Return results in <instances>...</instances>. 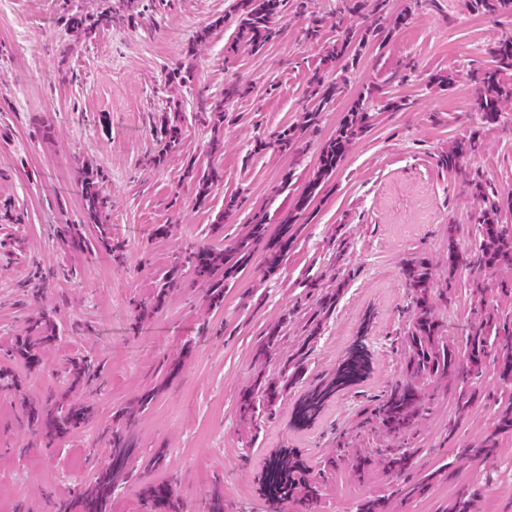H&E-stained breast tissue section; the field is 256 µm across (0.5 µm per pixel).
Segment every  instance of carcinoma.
I'll return each mask as SVG.
<instances>
[{"label": "carcinoma", "instance_id": "carcinoma-1", "mask_svg": "<svg viewBox=\"0 0 512 512\" xmlns=\"http://www.w3.org/2000/svg\"><path fill=\"white\" fill-rule=\"evenodd\" d=\"M475 8L491 15L512 10V0H473ZM281 0H245L238 5V36L246 46L258 50L276 36L275 19L280 11ZM69 25L87 31L96 25L112 23V8L100 13L91 24L83 18L71 16ZM498 65L476 77L478 85L475 104L486 118L493 119L501 111L504 101L512 97V37L499 43L496 49ZM311 88L313 106L307 112L302 127L308 130L317 125L318 118L325 106L333 99L337 86H325L321 78L312 76L308 80ZM373 115L358 107L344 122L336 138L324 149L320 165L310 180L316 187L328 179L336 170L348 146L371 125ZM162 149L165 151L177 147L181 138L179 126L164 122L160 127ZM475 152V143L470 139L455 142L443 158L448 169L462 171L465 158ZM471 190L480 202L479 224L481 240L478 250L470 262L490 276L504 269L512 270V229L499 223L500 202L489 197L483 183L473 177ZM84 209L89 220L99 225L101 246L112 249L110 228L105 224L108 216V196L103 191V177L81 167L79 180ZM293 224H284L281 236L267 243L265 263L268 267L277 266L284 257V241L288 240V231ZM266 225L249 224L234 246L225 250L197 249L187 250L176 257L173 274L163 284L156 295V301L165 298L172 288L179 287L181 275L190 272L194 278L208 285L210 303L217 304L224 296V280L231 277L237 269L245 265L253 252L254 245L266 237ZM403 274L414 294L416 318L411 334L406 337L408 356L406 373L410 379H431L434 377L453 378L465 384L468 380L480 376L490 355L489 339L498 345L496 356L497 373L504 382H512V326L500 324L491 317H483L473 327L471 335L466 337L464 350L448 344L442 335L441 325L436 316L437 303L430 292L431 267L420 258L405 266ZM339 291L320 295L309 318L308 337L316 335L323 317L330 312L338 299ZM55 330L50 316H42L34 321L30 335L21 338L10 347L12 356L25 362L29 371L34 372L41 365V350L50 345ZM369 366V354L365 342L360 341L349 351L346 362L337 370L336 376L328 383L308 392L296 408V420L303 424L315 416L325 400L336 389L351 385L366 374ZM304 355H296L288 362V368L279 381L259 383L246 389L240 396L239 411L245 418L253 416L257 401L267 407H273L285 390L302 375ZM99 371V362L84 357L69 363L67 371L70 386L80 387L95 377ZM422 410L420 393L417 387L409 383L394 385L386 397L370 415L390 433L407 434L417 424ZM33 422L48 437L59 436L75 429L89 415L87 407L59 401L45 407L30 409ZM134 452L133 442L122 430L112 433V453L110 462L96 470L88 486L73 492L69 498L58 504V512H111L112 493L118 482L126 479L127 464ZM384 466L395 474L405 472L411 466L410 453L401 448H386L382 452ZM268 481L271 493L268 495L272 505L287 499H296L312 505L321 496V474H315L312 467L292 452L269 458L267 464ZM144 497L155 512H181L173 487L165 483H152L145 487Z\"/></svg>", "mask_w": 512, "mask_h": 512}]
</instances>
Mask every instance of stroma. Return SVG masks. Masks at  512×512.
I'll return each instance as SVG.
<instances>
[{
    "instance_id": "1",
    "label": "stroma",
    "mask_w": 512,
    "mask_h": 512,
    "mask_svg": "<svg viewBox=\"0 0 512 512\" xmlns=\"http://www.w3.org/2000/svg\"><path fill=\"white\" fill-rule=\"evenodd\" d=\"M60 2L0 0V368L21 382L19 391L0 390V512L22 505L55 512L60 494L109 462L115 418L152 388L156 396L131 429L135 458L112 512H148L140 492L153 482L171 484L186 512H207L217 487L224 512H271L264 466L288 448L314 467L339 450L407 448L411 479L448 469L456 478L396 500L394 512H443L462 485L475 492L474 512L490 505L512 512V432L495 430L499 408L512 406V384L500 382L494 362L469 380L465 413L454 387L427 381L412 434L358 424L361 410L404 378V338L415 314L402 274L407 260L433 264L432 288L448 294L438 310L448 340L463 344L488 310L512 322V303L496 284L479 296L468 265L448 269L449 248L476 250L480 207L438 162L456 140L475 139L468 172L512 201V100L486 121L473 105L472 81L494 67L491 50L512 35V14L490 17L470 0H386L387 33L348 64L327 52L344 30L364 28L354 0H282L280 34L256 54L237 36L239 0H123L121 17L85 38L68 29ZM313 19L320 37L310 42L302 32ZM203 29L207 38L196 41ZM184 73L190 83L172 86ZM315 73L328 85L340 74L345 82L314 132L281 149L277 137L306 110V80ZM233 84L248 94L225 99ZM357 100L374 114L373 125L308 194L322 147ZM165 119L182 130L179 149L167 154L157 137ZM216 135L224 151L214 157ZM84 163L104 175L122 258L101 250L95 226L83 220L77 175ZM212 166L223 179L202 205L195 177ZM293 212L299 230L279 268L267 271L256 251L227 281L221 308L207 307L204 285L187 273L162 307L137 314L135 302L150 297L179 251L231 244L259 219L277 236ZM64 224L83 249L62 245ZM313 285L338 289L339 297L312 338ZM43 313L54 317L59 339L32 373L6 350ZM274 329L271 358L257 360ZM360 338L370 351L367 375L297 426L299 400L333 377ZM301 348L300 379L274 411L259 409L251 433L242 432L240 391L278 377ZM78 354L101 364L80 397L95 418L50 443L29 426L24 405L64 390L65 362ZM491 434L499 443L494 458L458 461L459 449ZM397 483L381 467L361 483L342 465L326 474L318 504L288 501L281 512H356L360 500Z\"/></svg>"
}]
</instances>
